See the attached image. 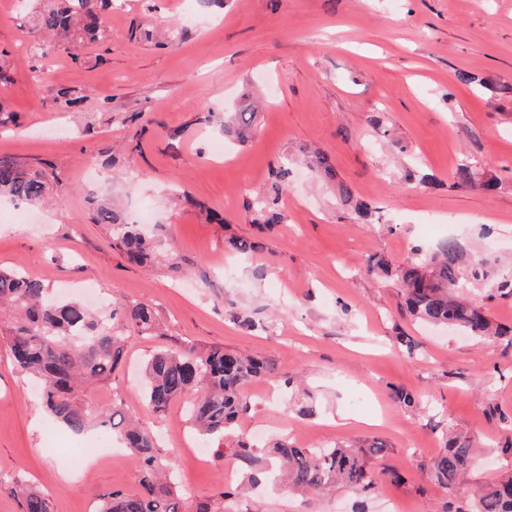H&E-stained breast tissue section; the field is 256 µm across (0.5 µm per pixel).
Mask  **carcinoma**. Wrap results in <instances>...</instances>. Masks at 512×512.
<instances>
[{
    "instance_id": "carcinoma-1",
    "label": "carcinoma",
    "mask_w": 512,
    "mask_h": 512,
    "mask_svg": "<svg viewBox=\"0 0 512 512\" xmlns=\"http://www.w3.org/2000/svg\"><path fill=\"white\" fill-rule=\"evenodd\" d=\"M113 0H63V5L48 0L36 15L39 30L63 48L85 41H106L108 32L99 24V14L112 11ZM54 100L62 108H73L81 101L76 90L60 88ZM256 113L244 110L224 120V129L236 126L244 133ZM312 167L328 178L335 177L330 159L321 152L310 155ZM293 171L284 163L272 170L271 191L259 193L246 202V212L253 224H279L277 200L288 186ZM460 187L492 192L495 177L483 171L482 163L466 158L455 170ZM339 204L366 217L367 204L355 198L351 189L338 186ZM38 206L48 198V186L39 173H27L13 160L0 157V199ZM93 221L111 227L113 239L126 257L145 264L154 252L136 225L125 223L111 207L99 205ZM469 275L474 280L488 277L487 262L471 256L456 238L440 240L432 254L417 257L396 270L409 314L429 324L446 325L454 321L455 329L470 336L491 339L502 335L492 325L484 306L459 296L455 288ZM0 310L15 319L8 337L14 366L42 384L44 408L71 431L80 433L91 422L118 432L124 446L136 459L143 492L129 495L111 491L97 496L96 512H185V502L171 482V460L160 456L153 435L118 411L108 412L91 407L81 399V387L111 378L126 357L127 337L112 326L121 314L125 325L139 331L154 329L152 309L145 303L109 308L95 318L79 300L55 299L37 277L0 269ZM270 373L267 364L235 351L214 348L201 353L192 346L178 350L161 349L144 368L142 391L147 405L163 413L188 392L199 394L190 412V423L199 432L224 438L237 418L249 407L243 388L250 380ZM385 452L381 442L367 448L334 447L321 451L302 448L288 439L272 446L283 478L291 487L320 493L336 484L365 491L371 488L368 461ZM236 459L250 466L256 460L255 448L241 435L234 449ZM477 449L470 441L451 436L431 464L436 481L453 493L469 471ZM20 512H51L44 492L21 486L18 490ZM469 512H512V476L490 482L480 488Z\"/></svg>"
}]
</instances>
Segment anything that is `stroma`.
Masks as SVG:
<instances>
[{"label":"stroma","mask_w":512,"mask_h":512,"mask_svg":"<svg viewBox=\"0 0 512 512\" xmlns=\"http://www.w3.org/2000/svg\"><path fill=\"white\" fill-rule=\"evenodd\" d=\"M107 43L77 55L47 47L16 0H0V156L41 171L58 194L16 223L0 205V268L20 269L91 306H152L159 333L132 335L128 361L86 404L120 408L153 432L174 459L187 512H444L472 489L512 475V0H126L102 18ZM40 71L41 83L31 79ZM82 91L70 110L57 89ZM265 100L241 145L205 113L237 112ZM65 131L63 139L51 128ZM326 154L328 180L298 164L278 209L283 221L250 223L244 204L266 189L272 168L300 151ZM497 178L494 193L456 186L465 157ZM373 209L344 212L338 184ZM114 201L163 251L143 266L116 247L95 203ZM455 235L471 253L496 259L494 276L464 293L486 308L503 337L487 341L411 319L393 275L415 249ZM241 237L255 252H226ZM0 315V512H18L25 485L52 512H94L98 494L139 493L130 454L76 462L71 447L102 437L75 433L42 409L38 386L13 365ZM191 344L244 351L273 368L250 382L239 431L260 426L264 448L279 438L316 449L367 446L373 485L325 494L273 481L250 485L233 456L234 436L205 441L207 460L186 450L196 436L193 395L152 412L140 394L141 364L156 350ZM416 393L409 414L394 388ZM314 412L294 410L299 393ZM471 439L479 463L455 492L431 461L449 433ZM231 491L220 499V490Z\"/></svg>","instance_id":"stroma-1"}]
</instances>
